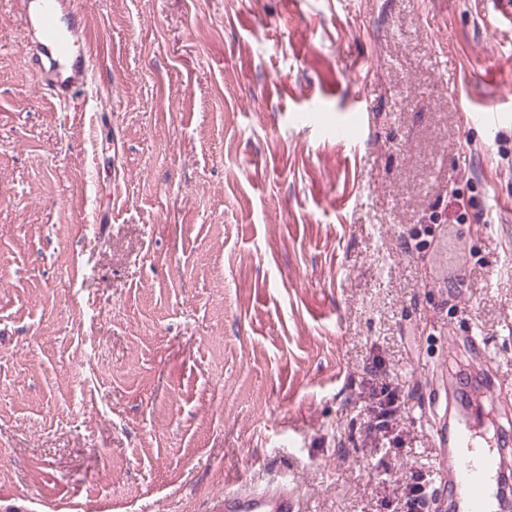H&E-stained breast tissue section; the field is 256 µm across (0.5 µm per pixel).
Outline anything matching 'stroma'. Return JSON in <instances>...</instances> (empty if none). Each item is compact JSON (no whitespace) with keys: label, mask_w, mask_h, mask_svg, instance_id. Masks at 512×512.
Instances as JSON below:
<instances>
[{"label":"stroma","mask_w":512,"mask_h":512,"mask_svg":"<svg viewBox=\"0 0 512 512\" xmlns=\"http://www.w3.org/2000/svg\"><path fill=\"white\" fill-rule=\"evenodd\" d=\"M83 4L94 62L61 104L0 0V512H211L277 477L305 512H389L379 483L436 482L463 336L502 387L483 413L512 400V24ZM376 355L407 413L382 458Z\"/></svg>","instance_id":"stroma-1"}]
</instances>
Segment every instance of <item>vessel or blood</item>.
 <instances>
[{
	"label": "vessel or blood",
	"instance_id": "1",
	"mask_svg": "<svg viewBox=\"0 0 512 512\" xmlns=\"http://www.w3.org/2000/svg\"><path fill=\"white\" fill-rule=\"evenodd\" d=\"M21 43L26 61L41 85L58 102L73 101L88 83L91 44L84 16L74 0H19ZM495 385L491 373L471 365L458 378L448 401V420L434 429L437 448L448 468L432 492L433 512H512V449L483 447L477 440L475 389ZM218 512H303L295 484L273 478L225 492Z\"/></svg>",
	"mask_w": 512,
	"mask_h": 512
}]
</instances>
